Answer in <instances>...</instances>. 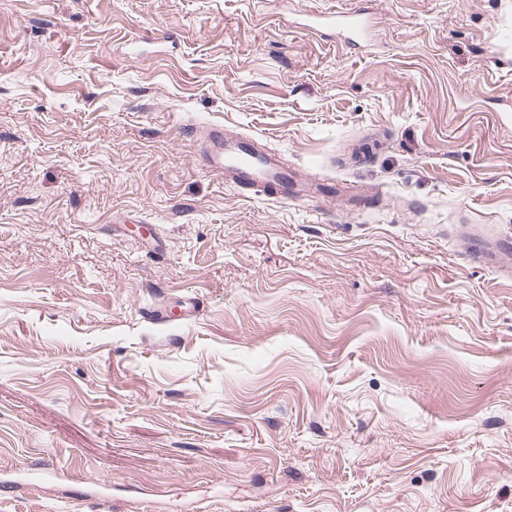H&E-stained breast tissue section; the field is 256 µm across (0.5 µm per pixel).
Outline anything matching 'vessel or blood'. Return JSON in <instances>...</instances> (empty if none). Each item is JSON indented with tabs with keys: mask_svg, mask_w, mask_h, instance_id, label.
<instances>
[{
	"mask_svg": "<svg viewBox=\"0 0 512 512\" xmlns=\"http://www.w3.org/2000/svg\"><path fill=\"white\" fill-rule=\"evenodd\" d=\"M317 27L332 31L345 43L363 40L369 32V19L364 10L349 13H321L315 18ZM207 147L198 162L208 170L223 173L224 179L237 187H248L264 197L282 202L292 199V172L280 154L263 151L252 141H239L226 146L224 128L211 125L206 129ZM471 263L491 267L501 276L512 277V237L493 235L481 237L469 251Z\"/></svg>",
	"mask_w": 512,
	"mask_h": 512,
	"instance_id": "vessel-or-blood-1",
	"label": "vessel or blood"
}]
</instances>
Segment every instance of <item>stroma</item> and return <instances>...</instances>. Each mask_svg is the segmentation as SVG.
I'll return each instance as SVG.
<instances>
[{"label": "stroma", "instance_id": "obj_1", "mask_svg": "<svg viewBox=\"0 0 512 512\" xmlns=\"http://www.w3.org/2000/svg\"><path fill=\"white\" fill-rule=\"evenodd\" d=\"M511 107L512 0H0V512H512ZM319 28L335 31L336 38L347 43L359 42L369 32L368 15L362 8L349 13H322L313 16ZM205 131L208 145L197 158L201 166L224 173L226 183L254 188L267 199L288 202L299 197L291 187L292 171L280 154L260 151L253 140L227 148L222 125H210ZM479 238L480 245L467 254L469 262L492 267L503 277H512V237L493 235Z\"/></svg>", "mask_w": 512, "mask_h": 512}]
</instances>
